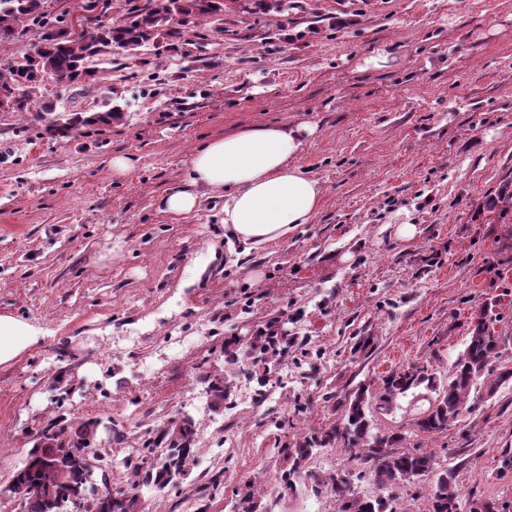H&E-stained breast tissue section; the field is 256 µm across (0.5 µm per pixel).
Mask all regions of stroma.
Returning a JSON list of instances; mask_svg holds the SVG:
<instances>
[{"label":"stroma","instance_id":"obj_1","mask_svg":"<svg viewBox=\"0 0 512 512\" xmlns=\"http://www.w3.org/2000/svg\"><path fill=\"white\" fill-rule=\"evenodd\" d=\"M287 16L235 0L224 33L209 21L147 52L101 59L96 87L57 89V112L124 107L121 122L48 136L36 112H0V312L43 331L0 367V484L49 420L97 417L122 460L139 426L183 416L198 454L181 493L143 491L144 512H228L255 485L271 512H336L334 497L281 495L278 422L308 410L288 436L339 420V398L381 392L386 372L430 364L446 378L472 313L493 308L501 360L512 364V211L489 203L512 187V0H291ZM312 129L298 160L325 199L312 223L268 247L225 235L224 197L164 212L194 149L240 128ZM133 166L119 174L114 155ZM417 225L401 240L396 228ZM292 343L262 405L246 359L224 343L278 316ZM233 381V409L213 412L202 375ZM336 399L325 402V394ZM426 389L370 413L382 433L453 469L459 512L472 501L512 512V385L448 431L413 435ZM311 466L381 488L333 448ZM224 493L202 498L212 474Z\"/></svg>","mask_w":512,"mask_h":512}]
</instances>
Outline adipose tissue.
<instances>
[{
  "label": "adipose tissue",
  "mask_w": 512,
  "mask_h": 512,
  "mask_svg": "<svg viewBox=\"0 0 512 512\" xmlns=\"http://www.w3.org/2000/svg\"><path fill=\"white\" fill-rule=\"evenodd\" d=\"M304 128H243L215 137L191 156L181 186L161 204L185 215L209 194L224 195V228L243 243L266 246L311 223L325 195L323 183L297 161ZM38 330L0 314V366L15 362L38 340Z\"/></svg>",
  "instance_id": "ef3b65f1"
}]
</instances>
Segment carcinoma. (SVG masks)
Masks as SVG:
<instances>
[{
    "label": "carcinoma",
    "instance_id": "1",
    "mask_svg": "<svg viewBox=\"0 0 512 512\" xmlns=\"http://www.w3.org/2000/svg\"><path fill=\"white\" fill-rule=\"evenodd\" d=\"M56 0H0V44L15 43L34 31L36 41L8 67L0 72V90L21 93L0 103V112H27L34 106L48 115L54 101L47 98L46 81L91 86L102 80L90 62L109 44L137 46L179 39L188 25L200 19L218 24L216 34L224 33L219 25L224 11L234 0H141L126 15L73 33L70 12H56ZM70 134L84 128L110 127L123 119L122 110L110 107L97 112H73ZM501 342L495 335L492 317L486 307L475 312L469 321V336L464 350L453 363L448 378L435 382L429 368L418 365L392 370L382 378L384 394L380 400L392 404L421 385L434 390L429 405L416 412L414 426L424 435H439L460 419L461 406H475L495 396L501 386L512 383V365L499 363ZM288 351L286 336H252L235 338L224 344L227 362L244 356L262 370L260 386L271 381L281 367V357ZM216 406H230L229 388L222 377H206ZM370 395L359 387L341 404L340 421L327 430L312 432L285 443L277 449L284 468L278 475L283 488L295 491L309 485L314 491L327 489L336 499L337 512H397L393 498L361 497L355 492L350 475L342 472L323 479L308 467L314 451L336 448L366 465L368 474L383 489L404 487L425 476L435 474L428 512H457L458 491L452 472L436 471L435 455L415 448H404L406 435L382 434L375 430L369 416ZM101 420L76 417L69 421H50L38 430L42 446L30 449L23 466L11 478L16 492L11 495L17 512H69L68 499L87 495L85 512H104L112 494L108 488L111 460L104 457L97 441ZM198 454L197 432L192 418L156 429L141 440L131 458L122 460L129 472L130 487L119 492L112 502V512H141L140 491L146 487L164 494L181 488ZM101 472L103 489L94 482L95 471ZM231 512H269L254 486L238 490Z\"/></svg>",
    "mask_w": 512,
    "mask_h": 512
}]
</instances>
